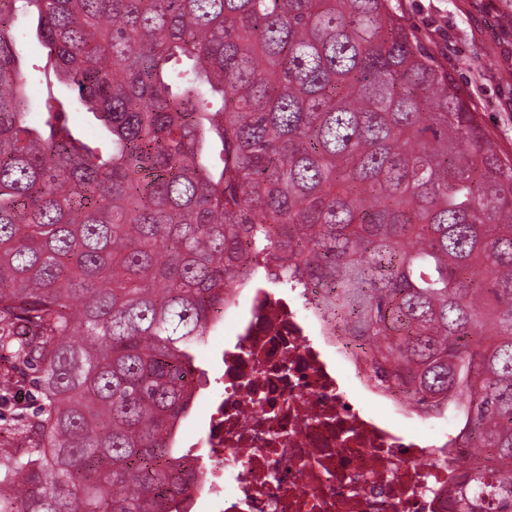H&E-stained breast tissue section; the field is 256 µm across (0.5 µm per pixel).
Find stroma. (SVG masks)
<instances>
[{
    "mask_svg": "<svg viewBox=\"0 0 512 512\" xmlns=\"http://www.w3.org/2000/svg\"><path fill=\"white\" fill-rule=\"evenodd\" d=\"M403 23L421 45H429L426 16H435L448 33V48L436 52L438 63L462 89L479 116L486 132L500 150L512 156V113L506 101L512 100V65L501 58V12L488 11L481 0H390ZM42 404L33 380H26L11 396V403L0 407V443L14 442L25 452L19 431L35 420Z\"/></svg>",
    "mask_w": 512,
    "mask_h": 512,
    "instance_id": "obj_1",
    "label": "stroma"
}]
</instances>
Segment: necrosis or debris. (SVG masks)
Masks as SVG:
<instances>
[{
    "instance_id": "4bbe7bcc",
    "label": "necrosis or debris",
    "mask_w": 512,
    "mask_h": 512,
    "mask_svg": "<svg viewBox=\"0 0 512 512\" xmlns=\"http://www.w3.org/2000/svg\"><path fill=\"white\" fill-rule=\"evenodd\" d=\"M301 293L247 291L224 306L237 341L220 352L222 392L210 410L211 460L203 490L211 512H455L449 471L456 425L414 436L376 414L410 413L367 377L359 355L332 336Z\"/></svg>"
}]
</instances>
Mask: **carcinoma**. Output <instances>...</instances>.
Listing matches in <instances>:
<instances>
[{
    "mask_svg": "<svg viewBox=\"0 0 512 512\" xmlns=\"http://www.w3.org/2000/svg\"><path fill=\"white\" fill-rule=\"evenodd\" d=\"M261 278L490 449L458 512H512V158L389 0H0V355L42 397L0 512H188L195 353Z\"/></svg>",
    "mask_w": 512,
    "mask_h": 512,
    "instance_id": "cac0c4a2",
    "label": "carcinoma"
}]
</instances>
